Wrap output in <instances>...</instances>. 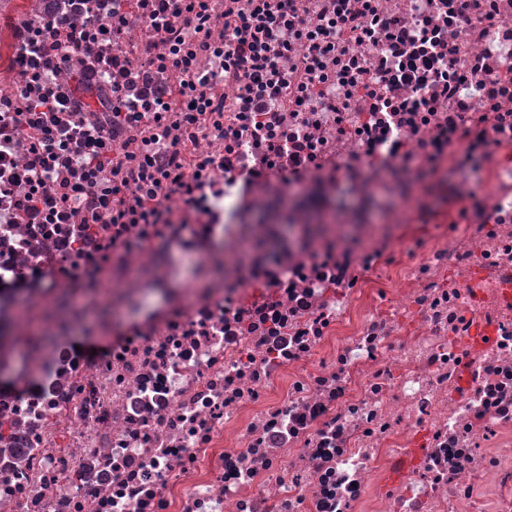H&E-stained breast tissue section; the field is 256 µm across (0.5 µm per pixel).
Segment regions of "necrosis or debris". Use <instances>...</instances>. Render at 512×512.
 <instances>
[{
    "label": "necrosis or debris",
    "instance_id": "necrosis-or-debris-1",
    "mask_svg": "<svg viewBox=\"0 0 512 512\" xmlns=\"http://www.w3.org/2000/svg\"><path fill=\"white\" fill-rule=\"evenodd\" d=\"M0 512H512V0H0Z\"/></svg>",
    "mask_w": 512,
    "mask_h": 512
}]
</instances>
